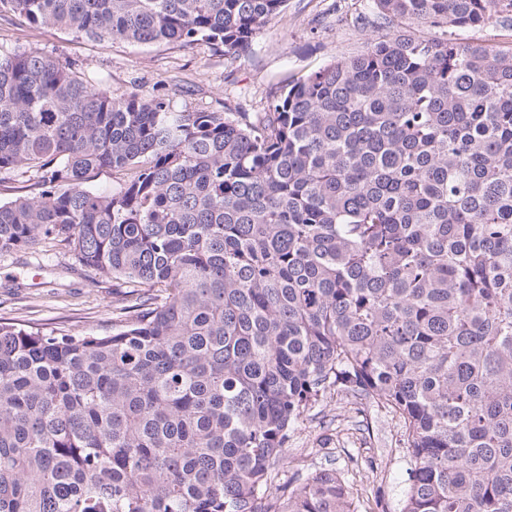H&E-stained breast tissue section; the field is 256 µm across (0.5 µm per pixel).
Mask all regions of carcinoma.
<instances>
[{
	"label": "carcinoma",
	"instance_id": "cac0c4a2",
	"mask_svg": "<svg viewBox=\"0 0 512 512\" xmlns=\"http://www.w3.org/2000/svg\"><path fill=\"white\" fill-rule=\"evenodd\" d=\"M287 0H0L92 41L250 45ZM404 27L266 112L115 98L0 48V253L119 280L109 335L0 320V512H354L265 497L330 393L396 414L402 512H512V0H373ZM448 28L445 37L415 27ZM110 169L119 186L88 185ZM501 32L498 28L484 27V28H470L457 30L454 37L462 41H482L488 44H500L503 48L509 47L510 40H504L503 37L498 36ZM0 182V200L1 202L10 201L17 196L30 195L34 192L32 181H26L27 178L21 176L2 174ZM5 178V179H3Z\"/></svg>",
	"mask_w": 512,
	"mask_h": 512
}]
</instances>
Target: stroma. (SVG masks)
Wrapping results in <instances>:
<instances>
[{
	"label": "stroma",
	"mask_w": 512,
	"mask_h": 512,
	"mask_svg": "<svg viewBox=\"0 0 512 512\" xmlns=\"http://www.w3.org/2000/svg\"><path fill=\"white\" fill-rule=\"evenodd\" d=\"M394 29L374 18L372 0H288L234 58L207 45H102L0 14V47L37 50L101 83L112 96L166 95L180 110L263 112L288 81L362 52ZM124 293L47 244L0 254V318L50 332L108 334ZM397 416L372 401L335 395L305 414L268 497L324 469L347 482L356 512H401L412 461Z\"/></svg>",
	"instance_id": "obj_1"
}]
</instances>
